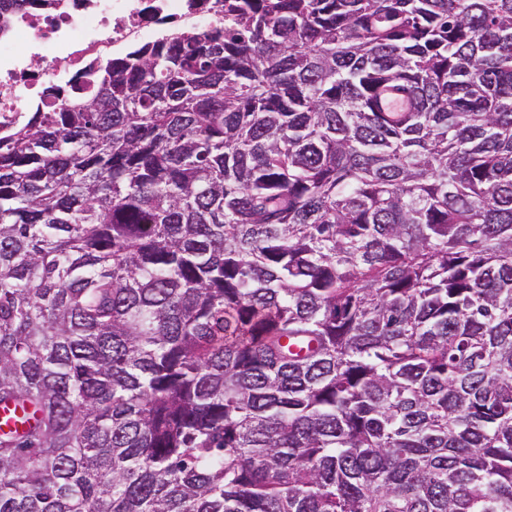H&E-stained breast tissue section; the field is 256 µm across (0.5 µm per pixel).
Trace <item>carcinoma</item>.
<instances>
[{"label": "carcinoma", "mask_w": 512, "mask_h": 512, "mask_svg": "<svg viewBox=\"0 0 512 512\" xmlns=\"http://www.w3.org/2000/svg\"><path fill=\"white\" fill-rule=\"evenodd\" d=\"M224 9L0 138V512H512V0Z\"/></svg>", "instance_id": "1"}]
</instances>
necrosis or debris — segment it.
<instances>
[{
	"label": "necrosis or debris",
	"instance_id": "4bbe7bcc",
	"mask_svg": "<svg viewBox=\"0 0 512 512\" xmlns=\"http://www.w3.org/2000/svg\"><path fill=\"white\" fill-rule=\"evenodd\" d=\"M224 0H17L0 37V129L16 125L47 84L67 85L89 62L123 54L172 30L223 29ZM41 58L31 70L28 58Z\"/></svg>",
	"mask_w": 512,
	"mask_h": 512
}]
</instances>
